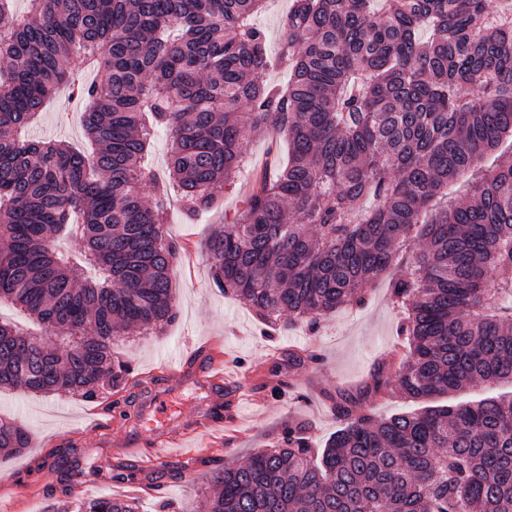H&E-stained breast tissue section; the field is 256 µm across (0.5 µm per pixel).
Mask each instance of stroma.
Returning <instances> with one entry per match:
<instances>
[{
	"mask_svg": "<svg viewBox=\"0 0 512 512\" xmlns=\"http://www.w3.org/2000/svg\"><path fill=\"white\" fill-rule=\"evenodd\" d=\"M82 111V104L60 89L29 134L83 148ZM247 189L246 180H238L225 189L214 209L191 221L182 209L170 210L168 232L193 257L191 266L178 264L173 270L177 319L164 333L132 332L115 347L117 357L133 369L124 398L138 408L150 396L168 394L174 408L172 429L179 433L190 430L200 416L217 421L224 415V401L204 392L192 378L176 385L169 376L170 368L195 364L198 354L216 347L251 378L250 398L236 410L238 436L229 444L218 437L201 448L177 449L170 469L145 468L119 444L150 443L155 428L149 423L122 420L108 401L2 388L0 418L19 423L31 436L25 451L0 455V479L12 494V512L42 510L68 493L85 499L135 496L140 512H160L164 500L188 512H205L200 502L213 469L228 460L243 461L265 447L288 421L303 423L320 442L336 431L326 394L365 383L374 362L398 340L400 316L389 298L388 279L379 277L371 285L364 306L337 311L321 322L318 332L300 326L265 335L250 310L214 286L201 248L211 225L237 214ZM292 350L317 354L319 361L289 363ZM134 482L139 490H131Z\"/></svg>",
	"mask_w": 512,
	"mask_h": 512,
	"instance_id": "35a3bbf8",
	"label": "stroma"
}]
</instances>
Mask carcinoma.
<instances>
[{
    "label": "carcinoma",
    "instance_id": "carcinoma-1",
    "mask_svg": "<svg viewBox=\"0 0 512 512\" xmlns=\"http://www.w3.org/2000/svg\"><path fill=\"white\" fill-rule=\"evenodd\" d=\"M0 0V300L48 335L0 321V386L121 392L125 330L177 318L173 189L190 220L248 171L274 131L288 161L256 175L240 216L204 245L214 285L272 329L314 331L389 280L403 354L327 394L341 423L317 447L300 423L211 479L210 512H512V396L376 417L512 382V0H291L285 84L267 82L265 0ZM67 85L88 154L26 135ZM164 128L167 174L145 164ZM496 154L488 171L476 161ZM67 234L85 262L56 251ZM29 445L0 421V453ZM45 512H138L121 498Z\"/></svg>",
    "mask_w": 512,
    "mask_h": 512
}]
</instances>
